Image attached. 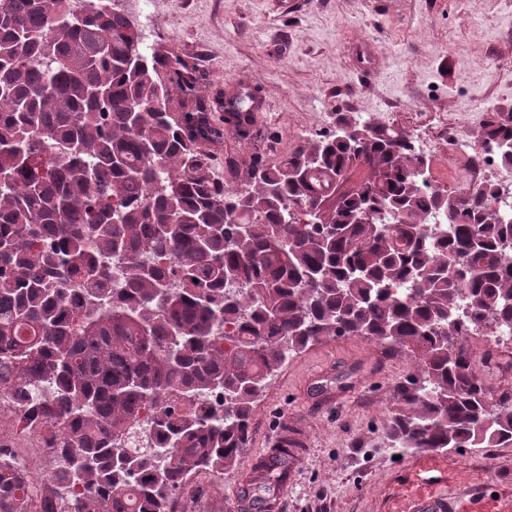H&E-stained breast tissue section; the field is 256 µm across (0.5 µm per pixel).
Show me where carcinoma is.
Here are the masks:
<instances>
[{"label": "carcinoma", "instance_id": "cac0c4a2", "mask_svg": "<svg viewBox=\"0 0 512 512\" xmlns=\"http://www.w3.org/2000/svg\"><path fill=\"white\" fill-rule=\"evenodd\" d=\"M85 2L0 0V391L43 393L18 420L56 451L40 484L0 462V512H175L194 473L247 447L268 379L324 337L414 359L392 446L512 442V404L488 403L468 345L512 329V207L490 221L484 184L424 194L430 159L409 134L343 113L344 131L218 182L202 144L230 125L249 137L256 95L206 92L194 57L146 54L133 22ZM481 143L512 167V114H491ZM451 198L434 235L429 213ZM214 389L220 412L175 405ZM292 446L260 465L259 500Z\"/></svg>", "mask_w": 512, "mask_h": 512}]
</instances>
